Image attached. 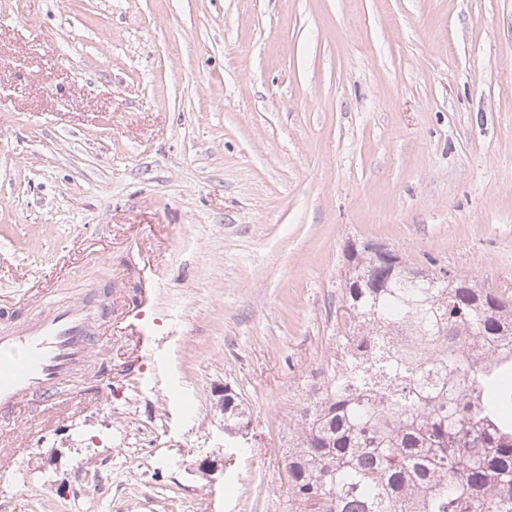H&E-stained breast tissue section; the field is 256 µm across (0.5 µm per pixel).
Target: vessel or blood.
Wrapping results in <instances>:
<instances>
[{
  "label": "vessel or blood",
  "instance_id": "vessel-or-blood-1",
  "mask_svg": "<svg viewBox=\"0 0 512 512\" xmlns=\"http://www.w3.org/2000/svg\"><path fill=\"white\" fill-rule=\"evenodd\" d=\"M106 315L87 297L48 300L38 314L0 326V418L21 408L37 415L56 403L64 386L91 389L94 356L109 346L96 329Z\"/></svg>",
  "mask_w": 512,
  "mask_h": 512
}]
</instances>
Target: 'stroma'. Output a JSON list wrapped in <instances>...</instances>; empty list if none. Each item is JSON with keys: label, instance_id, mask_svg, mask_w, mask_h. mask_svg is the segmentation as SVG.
<instances>
[{"label": "stroma", "instance_id": "35a3bbf8", "mask_svg": "<svg viewBox=\"0 0 512 512\" xmlns=\"http://www.w3.org/2000/svg\"><path fill=\"white\" fill-rule=\"evenodd\" d=\"M352 242L512 293V0H0V324L112 303L0 512H288ZM224 391L225 393H228L227 389L224 390V388H221L216 392L215 396L218 398L214 403L215 408L218 409L224 416V428L222 427V429L233 431L237 428H240L242 425L249 426L251 419L249 410L244 401L241 400L235 393H232L231 395L226 394L224 397ZM227 430L224 431L227 432ZM230 434L233 437L238 435H246L242 432L236 431H233Z\"/></svg>", "mask_w": 512, "mask_h": 512}]
</instances>
